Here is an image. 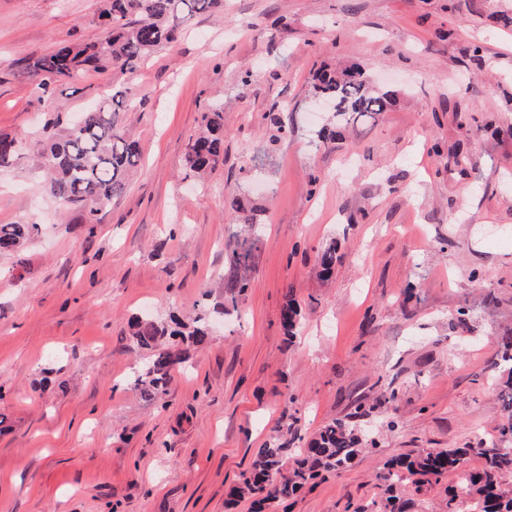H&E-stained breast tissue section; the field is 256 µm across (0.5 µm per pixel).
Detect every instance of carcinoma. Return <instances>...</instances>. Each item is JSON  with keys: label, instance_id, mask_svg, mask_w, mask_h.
Wrapping results in <instances>:
<instances>
[{"label": "carcinoma", "instance_id": "cac0c4a2", "mask_svg": "<svg viewBox=\"0 0 512 512\" xmlns=\"http://www.w3.org/2000/svg\"><path fill=\"white\" fill-rule=\"evenodd\" d=\"M219 0H102L99 18L111 29L99 41H73L48 53L28 56L18 62L17 75L36 84L42 94L51 86L75 79L88 71L108 68L126 72L135 70L160 47L175 39L183 11L203 12ZM312 99L327 100L336 118L328 137L342 140L362 121L374 120L390 111L397 98L393 91L378 92L355 68L314 71L308 85ZM145 99L127 97L114 91L101 97L93 107L80 114V126L74 127L61 110L48 112L43 126L44 141L36 165L46 173L40 189L85 213V223H97V213L112 204L128 185L140 162L137 141L120 120L123 112L134 111ZM203 125L189 143L188 171L203 175L224 163V105L210 108L202 117ZM21 141L0 135V169L14 165ZM231 208L241 224L258 223L257 209L246 208L243 200H231ZM38 233L36 224H0V254L20 255L25 242ZM336 248L329 245L318 255L320 273L328 277L336 266ZM210 313L206 312L189 327L176 318L159 322L137 316L132 336L141 349L151 351L149 362L138 371L135 383L144 396L151 398L166 391L172 374L182 361L181 353L161 346L167 336H185L195 346L210 339ZM499 356L492 369L504 398L501 438L468 448H432L416 455L397 456L386 462L381 475L387 512H410L414 503L404 498L406 482L414 485L439 481L454 472L462 492L468 496L473 512H512V330L498 338ZM367 451L358 430L344 420H334L321 428L309 441L304 453L287 460L281 445L258 449L249 473L242 475L232 496L249 499L253 512H264L272 501L294 498L311 481L324 473L344 470ZM482 460L478 470L467 467L470 457Z\"/></svg>", "mask_w": 512, "mask_h": 512}]
</instances>
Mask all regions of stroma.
Segmentation results:
<instances>
[{"label":"stroma","instance_id":"1","mask_svg":"<svg viewBox=\"0 0 512 512\" xmlns=\"http://www.w3.org/2000/svg\"><path fill=\"white\" fill-rule=\"evenodd\" d=\"M100 6L0 0V133L29 154L0 172V224L41 227L23 264L0 256V512H252L227 495L258 448L298 452L336 419L369 452L265 512H372L391 457L496 438L491 366L512 328V0H220L183 13L180 39L134 71H90L49 98L14 76L18 58L104 38ZM349 62L399 102L328 142L308 79ZM112 88L148 98L123 115L141 159L91 227L38 191L31 156L49 110L85 111ZM219 102L224 162L201 185L185 153ZM273 114L288 135L271 151ZM238 194L258 225L235 222ZM233 240L251 251L247 289L146 399L130 320L189 323L222 303Z\"/></svg>","mask_w":512,"mask_h":512}]
</instances>
